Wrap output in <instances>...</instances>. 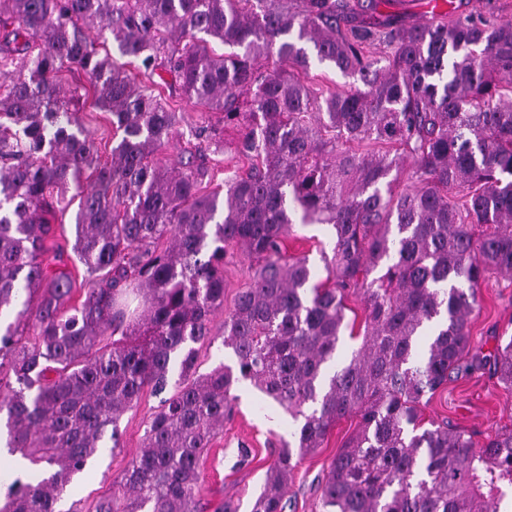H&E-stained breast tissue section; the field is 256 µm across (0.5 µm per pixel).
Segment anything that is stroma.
Masks as SVG:
<instances>
[{"label":"stroma","mask_w":512,"mask_h":512,"mask_svg":"<svg viewBox=\"0 0 512 512\" xmlns=\"http://www.w3.org/2000/svg\"><path fill=\"white\" fill-rule=\"evenodd\" d=\"M480 307L471 321L473 353L491 351L498 336L512 335V277L500 275L482 283ZM234 416L212 441L203 458L201 496L211 505L233 503L237 512H251L264 481L270 453L279 439L289 437L288 416L268 409L262 395L252 387L241 388ZM160 404L151 388H144L138 404L120 419V446L105 452L90 472L74 480L70 500L81 512H94L99 499L110 493L112 482L139 455L147 421ZM424 416L472 433L475 441L512 429V393L507 392L489 370L448 383L439 389L424 409ZM356 418L347 417L334 427L322 448L298 465L288 487L286 512H322L321 483L328 465L346 438L355 429ZM248 458H241V449Z\"/></svg>","instance_id":"35a3bbf8"}]
</instances>
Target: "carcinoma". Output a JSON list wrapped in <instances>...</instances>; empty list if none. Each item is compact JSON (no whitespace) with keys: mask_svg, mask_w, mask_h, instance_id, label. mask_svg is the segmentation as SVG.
Here are the masks:
<instances>
[{"mask_svg":"<svg viewBox=\"0 0 512 512\" xmlns=\"http://www.w3.org/2000/svg\"><path fill=\"white\" fill-rule=\"evenodd\" d=\"M383 3L0 0V312H15L0 414L29 463L3 480L0 512H59L146 387L166 397L95 512H205L201 461L245 384L293 421L251 512H286L291 474L346 416L325 512H512V430L478 446L422 425L472 369L512 391V336L466 359L476 289L512 274V20L448 0L406 25ZM306 43L354 83L308 84ZM65 72L82 77L67 91ZM176 96L224 126H197L168 170L155 155L183 120ZM79 106L108 115L110 158ZM228 127L242 164L216 185ZM74 204L73 254L57 249L52 270L51 218ZM298 212L330 230L323 280L288 255ZM73 256L79 284L61 270ZM239 263L248 283L226 310ZM351 299L362 343L339 362ZM219 336L234 365L196 374L195 345Z\"/></svg>","mask_w":512,"mask_h":512,"instance_id":"carcinoma-1","label":"carcinoma"}]
</instances>
